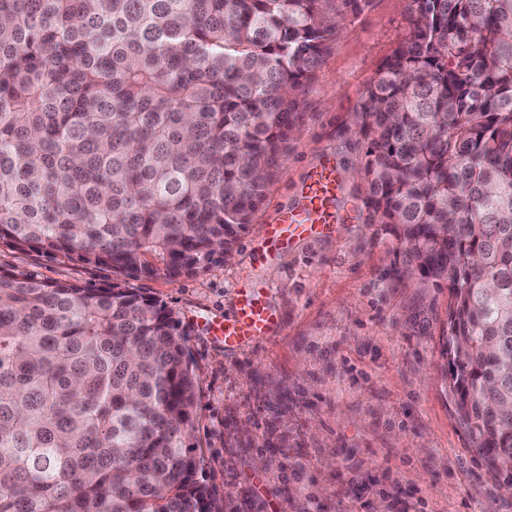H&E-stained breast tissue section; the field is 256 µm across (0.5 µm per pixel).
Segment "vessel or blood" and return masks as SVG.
Listing matches in <instances>:
<instances>
[{
    "instance_id": "1",
    "label": "vessel or blood",
    "mask_w": 512,
    "mask_h": 512,
    "mask_svg": "<svg viewBox=\"0 0 512 512\" xmlns=\"http://www.w3.org/2000/svg\"><path fill=\"white\" fill-rule=\"evenodd\" d=\"M338 173L332 158H324L319 169L300 190V207L282 212L271 224L262 225L260 237L272 250L282 248L290 240L313 234L331 233L335 223L344 219L336 208ZM276 312L258 303L249 294H242L237 312L216 329L226 348L242 343L267 340L276 326Z\"/></svg>"
}]
</instances>
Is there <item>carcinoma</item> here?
Wrapping results in <instances>:
<instances>
[{"instance_id": "1", "label": "carcinoma", "mask_w": 512, "mask_h": 512, "mask_svg": "<svg viewBox=\"0 0 512 512\" xmlns=\"http://www.w3.org/2000/svg\"><path fill=\"white\" fill-rule=\"evenodd\" d=\"M368 87V204L448 288V391L512 488V0H411ZM335 32L320 0H0V244L123 277L231 255ZM177 314L0 269V512H224Z\"/></svg>"}]
</instances>
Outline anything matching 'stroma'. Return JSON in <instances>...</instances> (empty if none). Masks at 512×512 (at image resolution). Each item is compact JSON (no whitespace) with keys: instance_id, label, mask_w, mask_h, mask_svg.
<instances>
[{"instance_id":"stroma-1","label":"stroma","mask_w":512,"mask_h":512,"mask_svg":"<svg viewBox=\"0 0 512 512\" xmlns=\"http://www.w3.org/2000/svg\"><path fill=\"white\" fill-rule=\"evenodd\" d=\"M409 0H321L336 25L302 88L280 173L232 256L196 275L127 280L172 308L200 375L191 442L224 512H512L459 425L445 378L448 290L397 276L395 238L366 203L364 95L409 26ZM353 219L267 252L261 225L299 202L325 154ZM0 268L105 287L114 274L0 245ZM275 310L260 344L225 348L213 322L241 289Z\"/></svg>"}]
</instances>
